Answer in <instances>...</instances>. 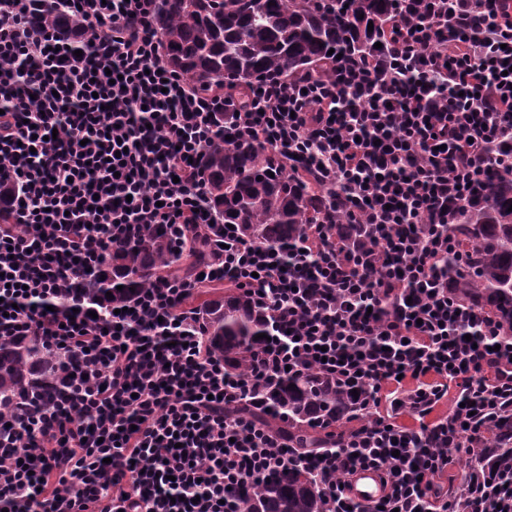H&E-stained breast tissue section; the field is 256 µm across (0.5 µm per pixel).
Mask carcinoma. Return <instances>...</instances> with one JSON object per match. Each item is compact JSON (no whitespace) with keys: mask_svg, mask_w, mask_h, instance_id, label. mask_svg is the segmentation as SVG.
<instances>
[{"mask_svg":"<svg viewBox=\"0 0 512 512\" xmlns=\"http://www.w3.org/2000/svg\"><path fill=\"white\" fill-rule=\"evenodd\" d=\"M398 0H153L165 64L196 86L224 88L268 73L325 77L338 54H359L382 40L398 13ZM373 31H368V23ZM334 54H328L329 50ZM206 201L245 239L289 249L312 223L331 192L291 178L272 155L233 136L209 146L202 158ZM512 170L489 164L475 201L457 224L448 225L457 255L438 275L468 303L512 329ZM208 236L194 231L180 246L165 224L135 233L89 281L95 302L124 299L173 274L183 255L192 273L207 254ZM123 286L117 290V286ZM206 336L224 367L236 372L244 353L260 347L268 325L252 308L249 292L229 288L205 309ZM32 391L43 401L58 391L42 348L34 342L0 341V394ZM352 392L316 372L281 378L269 389V411L244 406L258 422L279 428L296 448H318L348 430ZM486 447L512 461V417L490 431ZM246 512H322L321 494L307 474L290 470L269 476L246 492Z\"/></svg>","mask_w":512,"mask_h":512,"instance_id":"1","label":"carcinoma"}]
</instances>
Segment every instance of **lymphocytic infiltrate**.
<instances>
[{"label": "lymphocytic infiltrate", "mask_w": 512, "mask_h": 512, "mask_svg": "<svg viewBox=\"0 0 512 512\" xmlns=\"http://www.w3.org/2000/svg\"><path fill=\"white\" fill-rule=\"evenodd\" d=\"M500 4L413 0L383 52L326 78L204 92L165 66L152 0H0V339L36 340L61 384L47 402L0 396V512H245V487L291 468L323 512H512V466L481 445L512 416V331L435 279L488 163L512 167ZM51 8L80 29L31 24ZM228 129L311 174L370 238L347 242L329 212L287 251L216 223L200 160ZM152 224L208 225L209 260L123 312L89 301V270ZM222 283L270 328L236 373L187 304ZM312 370L358 392L360 421L331 447H289L238 414ZM463 451L479 460L452 498L438 479ZM363 469L379 503L349 494Z\"/></svg>", "instance_id": "1"}]
</instances>
